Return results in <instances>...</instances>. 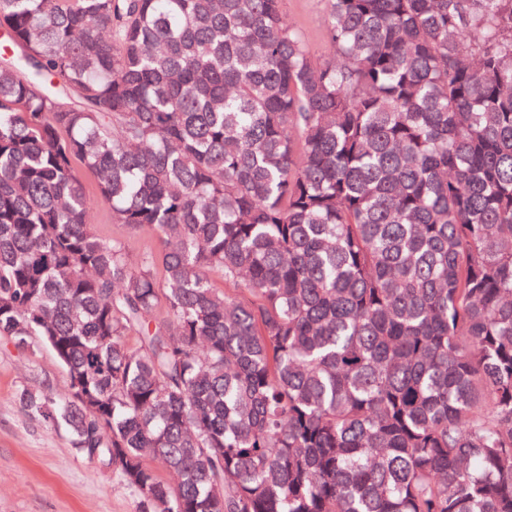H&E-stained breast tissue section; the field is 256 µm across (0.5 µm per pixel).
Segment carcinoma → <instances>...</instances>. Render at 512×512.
Wrapping results in <instances>:
<instances>
[{
	"mask_svg": "<svg viewBox=\"0 0 512 512\" xmlns=\"http://www.w3.org/2000/svg\"><path fill=\"white\" fill-rule=\"evenodd\" d=\"M325 27L0 0V337L67 376L19 401L141 512H512V0ZM92 224L96 225L98 228H103L107 225L106 228L112 238L121 239L126 242L129 256L133 259L146 249H155L160 245L158 240L146 233L133 236L129 234L124 226L112 224L109 219L108 208L105 205H99L95 209Z\"/></svg>",
	"mask_w": 512,
	"mask_h": 512,
	"instance_id": "1",
	"label": "carcinoma"
}]
</instances>
